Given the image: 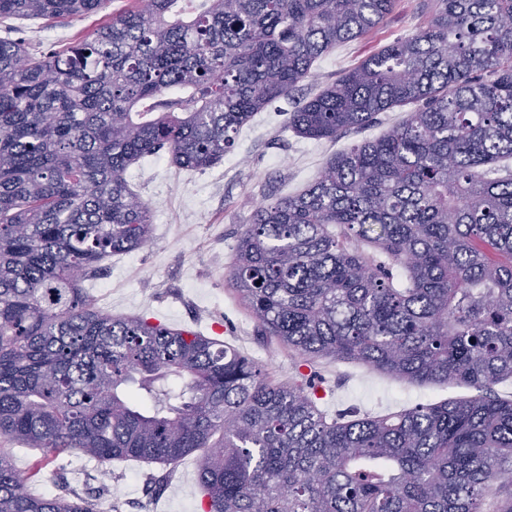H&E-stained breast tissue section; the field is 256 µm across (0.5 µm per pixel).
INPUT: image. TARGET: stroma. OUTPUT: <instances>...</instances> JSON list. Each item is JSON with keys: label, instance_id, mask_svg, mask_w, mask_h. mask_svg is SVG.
Listing matches in <instances>:
<instances>
[{"label": "stroma", "instance_id": "stroma-1", "mask_svg": "<svg viewBox=\"0 0 512 512\" xmlns=\"http://www.w3.org/2000/svg\"><path fill=\"white\" fill-rule=\"evenodd\" d=\"M134 0H107L89 15L0 21V37L60 50L90 36ZM423 0H398L395 10L363 37L341 44L315 62L311 75L285 99L258 113L238 134L221 163L203 171L171 165L161 153L130 166V189L152 207L153 233L140 249L113 255L88 283L93 304L116 316L156 318L172 328L217 339L258 363L278 383L304 382L327 417H382L419 404L475 396L464 385L410 384L366 365L318 357L303 361L274 337L260 335L254 318L228 282L237 239L262 202L306 188L337 152L375 138L400 122L408 107L380 113L377 122L336 140H311L288 130V114L362 60L423 26ZM16 466L35 495L75 493L95 503L109 497L120 512H202L196 456L165 468L148 487L146 465L114 462L107 468L73 453L46 462L41 450L11 445Z\"/></svg>", "mask_w": 512, "mask_h": 512}]
</instances>
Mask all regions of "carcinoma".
<instances>
[{
  "instance_id": "carcinoma-1",
  "label": "carcinoma",
  "mask_w": 512,
  "mask_h": 512,
  "mask_svg": "<svg viewBox=\"0 0 512 512\" xmlns=\"http://www.w3.org/2000/svg\"><path fill=\"white\" fill-rule=\"evenodd\" d=\"M106 0H0L59 19ZM397 0H146L63 50L0 37V436L44 458L197 454L208 512H482L512 488V0H429L425 26L288 113L335 139L412 105L260 204L228 280L264 336L418 383L477 389L327 420L303 383L198 332L98 309L83 282L152 236L127 169L224 158L313 63ZM0 512H94L28 492L0 449Z\"/></svg>"
}]
</instances>
